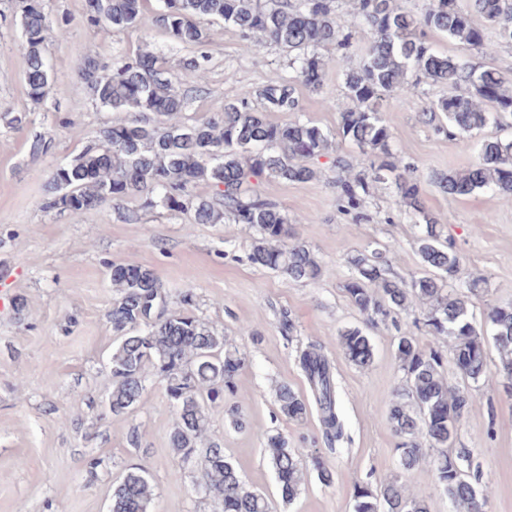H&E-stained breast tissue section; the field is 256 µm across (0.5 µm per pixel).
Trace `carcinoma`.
Instances as JSON below:
<instances>
[{"mask_svg": "<svg viewBox=\"0 0 512 512\" xmlns=\"http://www.w3.org/2000/svg\"><path fill=\"white\" fill-rule=\"evenodd\" d=\"M152 23L173 41L196 46L210 39L201 25L219 18L235 27L247 42L265 40L288 51L295 76L265 85L261 106L228 99L224 112L192 123L185 121L188 92L173 85L166 62L147 48L108 65L89 52L78 66L79 87L96 105L133 118L99 131L72 159L51 173L42 208L84 214L108 201L137 199L143 209L181 213L194 209V223L229 220L255 229L250 262L294 282L319 279L325 268L308 246L295 237L288 216L275 203L244 188L249 179L306 183L318 176L309 161L322 156L331 141L321 127L297 118L273 122L271 112L297 108L294 83L312 91L323 86L326 71L319 53L332 47L346 54L359 39L368 42L356 68L343 71L346 97L352 106L339 112L336 136L358 149V155L336 154V200L357 221L365 218L364 203L376 184L393 187L398 203L421 224L418 254L426 273L405 279L391 272V259L377 249L346 255L349 276L344 290L367 325L423 306L427 335L448 339L453 355L466 359L464 380L479 381L489 373L488 346L499 354V372L512 380V305L493 306L486 314L490 333L477 328L465 296L448 288L462 272L461 256L437 217L421 197V181L392 148L393 132L384 118L394 96H413L423 83L446 85L451 95L429 102L422 121L433 123L440 113L448 128L437 132L472 135L493 123L512 129V81L494 68L435 51L425 32L436 31L479 50L494 39L512 40V0H431L417 16L396 0H359L352 21L336 20L339 0H158ZM148 0H85L83 17L90 26L130 28L140 24ZM478 16L483 24L477 25ZM26 44V86L30 99L44 101L52 85L44 44L54 33L38 4L21 14ZM54 35L61 37L63 31ZM358 173H353L354 169ZM450 197L491 189L512 196V138L482 140L477 163L466 170L436 173L430 178ZM204 184L210 196L193 189ZM108 275L115 299L108 319L116 333L111 354L112 387L109 411L129 414L145 405L147 372L165 382L177 421L169 435L173 454L182 461L197 459L201 488L224 512H272L260 491L247 485L208 439L209 410L224 402V391L236 386L243 365L238 349L198 317L168 311V295L156 273L133 264H114ZM339 345L359 367L373 360V346L360 327L340 332ZM395 359L403 381L393 393L390 421L400 438L399 465L415 468L425 457L422 440L439 449L432 476L451 500L454 512H486L488 494L471 475L468 456L448 453L459 423L472 402L470 391L452 385L440 371V358L403 333L395 339ZM329 450L345 442V424L338 406L332 366L322 348L310 345L299 355ZM278 410L286 419L307 418L309 403L290 386L275 390ZM264 458L275 472L281 498L292 501L304 481L295 450L279 434L267 437ZM312 469L329 485L333 471L319 454ZM155 488L145 471L133 467L113 483L110 512H151ZM351 512H429L423 496L407 493L395 481L372 489L358 486Z\"/></svg>", "mask_w": 512, "mask_h": 512, "instance_id": "obj_1", "label": "carcinoma"}]
</instances>
